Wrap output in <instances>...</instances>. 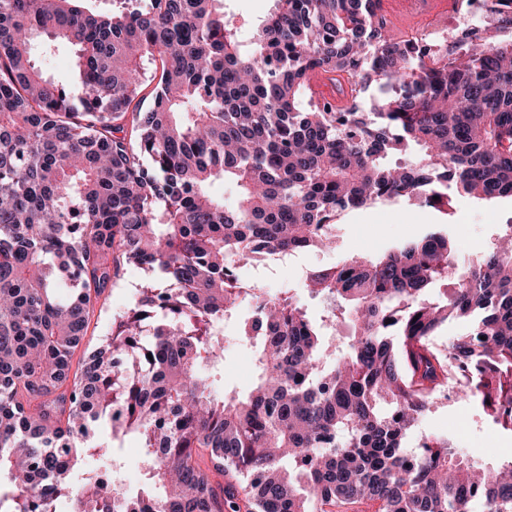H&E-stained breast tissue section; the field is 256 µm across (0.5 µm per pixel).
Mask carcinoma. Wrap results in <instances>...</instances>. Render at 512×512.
<instances>
[{
    "mask_svg": "<svg viewBox=\"0 0 512 512\" xmlns=\"http://www.w3.org/2000/svg\"><path fill=\"white\" fill-rule=\"evenodd\" d=\"M79 2L0 0V512L60 497L77 512H239L242 493L251 512H512V459L478 466L441 437L404 446L450 386L512 431V224L464 268L431 233L309 271L319 326L240 275L262 253L330 248L348 208L446 210L450 188L512 198V39L487 28L433 49L381 0H275L245 44L220 0ZM490 2L493 30H512V0ZM36 38L71 45L77 83L45 76ZM315 73L346 111L302 107ZM228 181L235 208L213 192ZM126 265L150 280L73 378ZM246 299L258 375L217 394L199 367L223 359L218 324ZM347 318L337 345L327 331ZM451 320L469 328L442 348ZM102 415L141 442L135 495L99 474L72 483L73 439Z\"/></svg>",
    "mask_w": 512,
    "mask_h": 512,
    "instance_id": "1",
    "label": "carcinoma"
}]
</instances>
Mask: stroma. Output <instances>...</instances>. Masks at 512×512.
Instances as JSON below:
<instances>
[{"label":"stroma","instance_id":"stroma-1","mask_svg":"<svg viewBox=\"0 0 512 512\" xmlns=\"http://www.w3.org/2000/svg\"><path fill=\"white\" fill-rule=\"evenodd\" d=\"M35 61L53 81L72 83L77 79L73 54L63 44L45 51L42 39H35ZM512 221V199L505 197L491 202L454 195L448 210L417 206L399 198L375 202L358 209L344 211L336 220V248L331 252L306 250L290 256H270L253 261L242 268L245 281L263 285L270 291L293 289L295 296L312 322H320L326 314L321 299L310 297L300 286L306 272L336 263L351 254L367 259L392 252L401 243L418 240L432 231L448 235L456 257L470 261L479 252L492 246L507 222ZM146 279L144 271L128 265L121 272L112 291L99 301L89 319L86 335L78 348L87 354L99 347L112 332V324L130 308L134 296ZM252 317L249 306H241L224 319V361L215 366H202L217 391L247 393L255 381V361L259 342L241 337L245 321ZM426 436L449 438L467 459L482 466H494L512 457V432L488 424L477 410L464 400L447 402L434 399L417 425L408 433L407 448H416ZM90 442L113 447L118 460L110 466L107 460L79 454L75 478H83L85 470L111 472L118 487L131 491L143 487L142 451L136 439L113 434L109 419L94 424Z\"/></svg>","mask_w":512,"mask_h":512}]
</instances>
